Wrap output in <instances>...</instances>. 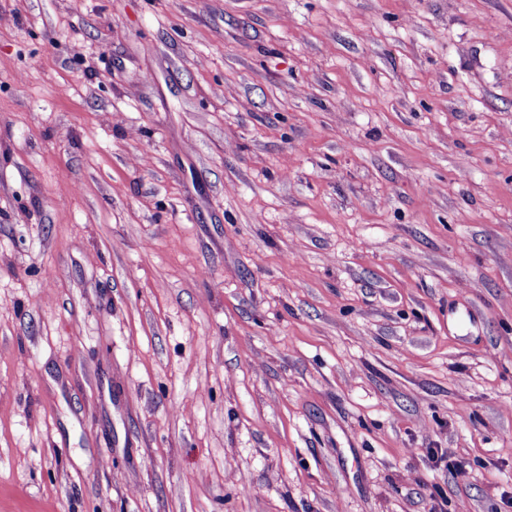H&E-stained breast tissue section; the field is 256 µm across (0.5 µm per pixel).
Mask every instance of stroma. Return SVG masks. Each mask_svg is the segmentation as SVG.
<instances>
[{
    "mask_svg": "<svg viewBox=\"0 0 512 512\" xmlns=\"http://www.w3.org/2000/svg\"><path fill=\"white\" fill-rule=\"evenodd\" d=\"M0 512H512V0H0Z\"/></svg>",
    "mask_w": 512,
    "mask_h": 512,
    "instance_id": "obj_1",
    "label": "stroma"
}]
</instances>
